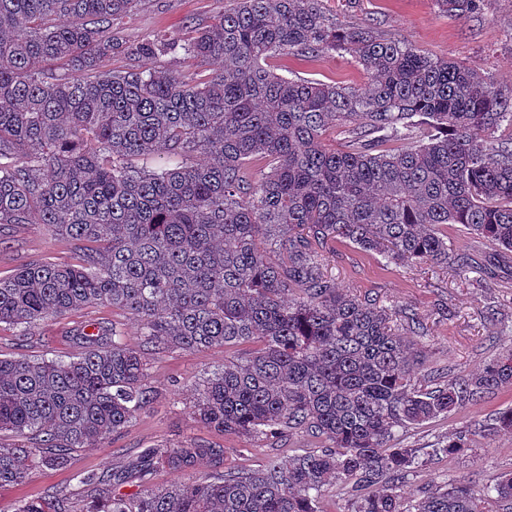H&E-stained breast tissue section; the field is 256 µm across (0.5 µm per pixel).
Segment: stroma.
<instances>
[{"label":"stroma","mask_w":512,"mask_h":512,"mask_svg":"<svg viewBox=\"0 0 512 512\" xmlns=\"http://www.w3.org/2000/svg\"><path fill=\"white\" fill-rule=\"evenodd\" d=\"M224 7L222 0H155L153 6L134 14L122 24L123 36L141 41L162 31L178 35L186 25L202 23ZM322 11L347 27L371 25L393 34L418 51L447 57L476 69L503 90H512V0H483L480 11L448 18L439 13L435 0H320ZM268 68L286 77L325 83L360 86L366 72L352 53L337 50L308 60L288 54L267 62ZM452 253L471 254L482 265L470 279L452 269L430 264L400 266L383 256L340 242L325 254L324 266L338 288L355 295H375L392 314L411 310L423 317L425 335L413 337L422 367L416 376L428 382L430 375L448 373L467 378L481 370L499 353L512 347V263L503 259L497 246L477 237L459 224L448 227ZM82 243H70L42 224L15 228L9 242L0 246V278L31 262H77ZM109 319L118 324L130 347L143 351L150 364L149 383L156 398L120 433L99 448H83L70 469L37 470L25 483L0 489V512L31 496H45L53 488L66 487L75 507L93 498V489L80 481L87 472L111 471L123 475L117 492H137L139 481L125 471L141 452L164 442L192 441L225 450L224 469L256 471L274 456L288 458L318 447V439L295 434L278 440L225 435L198 423L189 406L197 383L205 374L222 369L225 361L248 356L254 344L203 351L173 349L160 354L147 350L137 322L107 304H95L72 314L49 319L34 330L28 341H19L15 330L0 326V355L37 357L74 355L67 336L78 326ZM512 407V386L484 399L409 429L405 444L434 448L455 432L468 433L472 450L454 459H434L404 482V491L418 495L450 479L469 480L482 489L498 474L512 470V433L492 437L477 433V423Z\"/></svg>","instance_id":"1"}]
</instances>
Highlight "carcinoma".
<instances>
[{
	"label": "carcinoma",
	"mask_w": 512,
	"mask_h": 512,
	"mask_svg": "<svg viewBox=\"0 0 512 512\" xmlns=\"http://www.w3.org/2000/svg\"><path fill=\"white\" fill-rule=\"evenodd\" d=\"M448 17L481 0H435ZM151 0H0V238L46 224L86 243L77 264L24 266L0 278V324L107 303L136 319L155 351L258 347L198 384L195 418L224 434L322 446L254 472L189 477L114 494L80 512H321L327 487L354 491L353 512H512V472L476 491L463 479L407 498L425 464L400 431L512 385V349L470 378L420 384L419 355L378 298L347 294L323 257L345 240L395 265L448 262V225L512 253V96L460 62L425 55L373 27L344 28L319 0H225L204 26L129 41L113 33ZM348 51L360 87L288 78L263 65L287 52ZM181 55L209 73L159 70ZM125 60L121 69L104 62ZM349 127L341 146L327 139ZM426 125L422 145L382 143ZM458 276L481 270L453 258ZM68 359L0 357V488L65 469L150 405L148 362L111 321L70 332ZM512 432V408L482 425ZM9 440H4V437ZM470 448L452 434L436 455ZM224 449L159 444L130 474L187 472ZM381 480L372 494L359 483ZM13 512H73L67 491Z\"/></svg>",
	"instance_id": "cac0c4a2"
}]
</instances>
